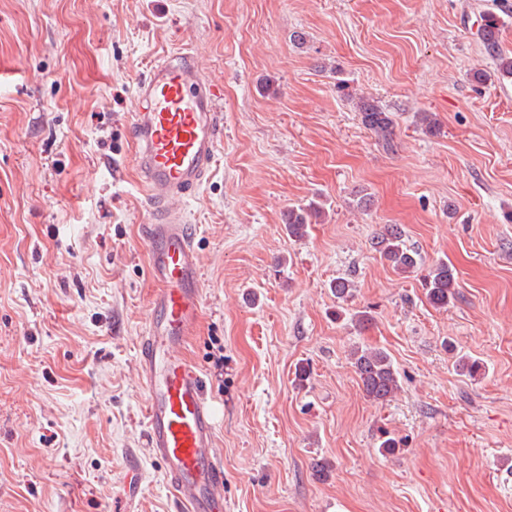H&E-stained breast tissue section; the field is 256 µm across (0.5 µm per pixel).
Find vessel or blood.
Returning a JSON list of instances; mask_svg holds the SVG:
<instances>
[{
    "instance_id": "b4317fda",
    "label": "vessel or blood",
    "mask_w": 512,
    "mask_h": 512,
    "mask_svg": "<svg viewBox=\"0 0 512 512\" xmlns=\"http://www.w3.org/2000/svg\"><path fill=\"white\" fill-rule=\"evenodd\" d=\"M134 162L151 221L141 233L158 288L138 358L152 455L187 512H225L224 467L215 452L216 407L182 349L202 311L195 229L171 207L208 181L224 130L216 93L186 52L166 55L136 84Z\"/></svg>"
}]
</instances>
